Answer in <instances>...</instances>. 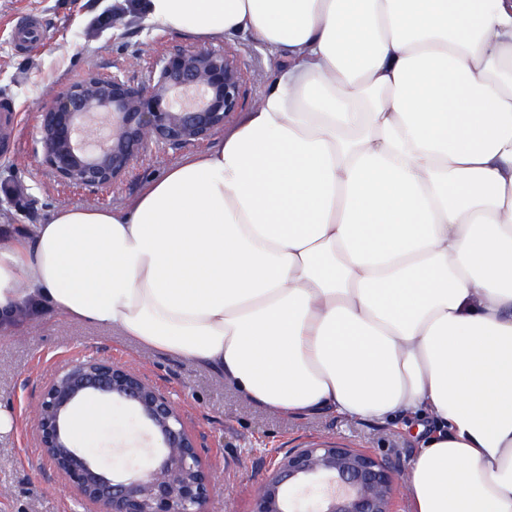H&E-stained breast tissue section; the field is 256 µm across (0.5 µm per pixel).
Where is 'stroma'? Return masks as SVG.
<instances>
[{
    "instance_id": "35a3bbf8",
    "label": "stroma",
    "mask_w": 512,
    "mask_h": 512,
    "mask_svg": "<svg viewBox=\"0 0 512 512\" xmlns=\"http://www.w3.org/2000/svg\"><path fill=\"white\" fill-rule=\"evenodd\" d=\"M112 0H0V100L19 108L17 132L0 142V233L40 224L61 205L117 207L182 158L180 150L152 149L116 188L88 190L51 180L40 166L38 114L57 87L80 80L87 59L100 72H119L140 83L148 78L149 49L186 48L190 39L127 17L121 27H102ZM29 18L38 36L30 47L18 42V21ZM243 52L242 111L258 104L271 81L270 56L247 36L225 38ZM94 352L142 372L180 408L196 435L213 478L203 512H251L267 471L289 450L339 442L389 462L407 474L418 440L401 423L349 422L332 414L282 417L249 404L233 388L194 363L167 353H146L126 337L91 324L47 315L21 317L13 335H0V410L15 427L0 435V512H85L33 438L38 395L64 363ZM161 441L151 425L127 404L112 402L87 446L104 467L124 475L112 451L131 449L130 462L149 467L150 449Z\"/></svg>"
}]
</instances>
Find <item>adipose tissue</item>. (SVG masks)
<instances>
[{"mask_svg":"<svg viewBox=\"0 0 512 512\" xmlns=\"http://www.w3.org/2000/svg\"><path fill=\"white\" fill-rule=\"evenodd\" d=\"M276 59L112 208L0 237V332L99 324L294 417L415 422L412 512H512V0H138Z\"/></svg>","mask_w":512,"mask_h":512,"instance_id":"ef3b65f1","label":"adipose tissue"}]
</instances>
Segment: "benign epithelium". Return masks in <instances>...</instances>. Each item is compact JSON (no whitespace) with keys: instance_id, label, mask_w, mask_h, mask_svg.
Segmentation results:
<instances>
[{"instance_id":"7a95c632","label":"benign epithelium","mask_w":512,"mask_h":512,"mask_svg":"<svg viewBox=\"0 0 512 512\" xmlns=\"http://www.w3.org/2000/svg\"><path fill=\"white\" fill-rule=\"evenodd\" d=\"M242 55L186 48L162 54L146 85L97 72L50 96L39 113L42 166L59 183L118 184L153 146H197L224 128L242 105ZM122 401L147 419L162 446L153 465L114 476L64 430L78 399ZM39 447L77 498L93 512H203L211 474L175 403L144 377L96 354L58 370L38 399ZM325 483L305 505L293 490ZM397 478L376 457L335 443L299 448L263 481L252 512H391Z\"/></svg>"}]
</instances>
